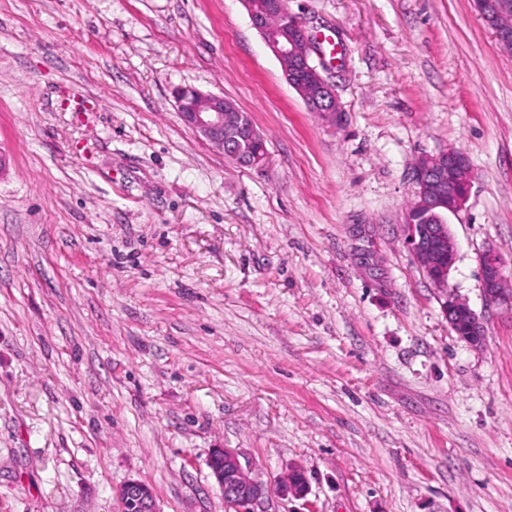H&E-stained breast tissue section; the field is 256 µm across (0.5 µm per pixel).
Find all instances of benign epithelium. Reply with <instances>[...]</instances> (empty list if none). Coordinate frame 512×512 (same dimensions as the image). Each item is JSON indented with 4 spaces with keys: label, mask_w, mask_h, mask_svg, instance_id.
<instances>
[{
    "label": "benign epithelium",
    "mask_w": 512,
    "mask_h": 512,
    "mask_svg": "<svg viewBox=\"0 0 512 512\" xmlns=\"http://www.w3.org/2000/svg\"><path fill=\"white\" fill-rule=\"evenodd\" d=\"M252 25L282 64L288 84L295 89L308 110L334 117L342 113L334 86L321 75L311 60L312 39L297 17L290 14L286 0H243ZM475 11L493 30L499 44L512 50V26L499 23V17L512 9V0H473ZM176 109L186 126L241 167H256L261 154L250 149L264 141L246 113L221 96L193 87L176 90ZM473 172L467 156L450 148L435 155H423L414 171L415 195L404 225L405 241L411 256L428 280L447 318L465 320L466 341L480 348L485 326L481 317L450 288L449 278L456 263L458 244L452 235L448 216L458 215L467 201ZM483 295L491 304L512 309V289L504 286L503 260L493 248L479 256ZM208 466L224 493L225 512H269V500H303L309 487L297 491L283 478L268 483L252 476L251 467L241 454L230 448H216ZM122 506L133 505L138 512H159L152 489L141 481H128L115 491Z\"/></svg>",
    "instance_id": "obj_1"
}]
</instances>
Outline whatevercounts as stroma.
Wrapping results in <instances>:
<instances>
[{
  "instance_id": "stroma-1",
  "label": "stroma",
  "mask_w": 512,
  "mask_h": 512,
  "mask_svg": "<svg viewBox=\"0 0 512 512\" xmlns=\"http://www.w3.org/2000/svg\"><path fill=\"white\" fill-rule=\"evenodd\" d=\"M335 53L344 114L310 112L243 0H0V512H224L216 448L272 512H512V51L472 0H287ZM234 101L264 135L241 168L173 93ZM474 181L448 224L449 327L405 244L413 171ZM483 295L491 304L512 309V289L505 288L503 260L494 248L485 249L479 256ZM208 466L216 483L224 493L226 512H269L267 505L272 496L281 499L304 500L309 492V484L305 472L302 473L306 483L303 491H297L288 482L296 480L287 475L274 484L265 482L259 477H252L251 467L241 461V454L230 448H216L210 455ZM305 474V475H304ZM115 497L122 506L133 505L138 511L126 512H159L156 497L152 489L141 481H128L115 491Z\"/></svg>"
}]
</instances>
